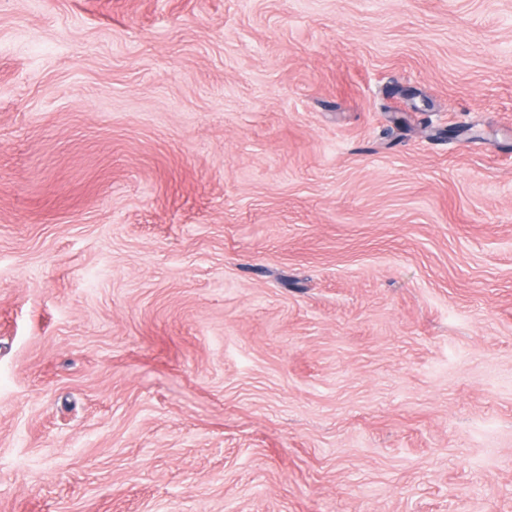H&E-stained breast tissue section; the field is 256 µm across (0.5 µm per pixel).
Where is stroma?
Returning <instances> with one entry per match:
<instances>
[{
	"label": "stroma",
	"mask_w": 512,
	"mask_h": 512,
	"mask_svg": "<svg viewBox=\"0 0 512 512\" xmlns=\"http://www.w3.org/2000/svg\"><path fill=\"white\" fill-rule=\"evenodd\" d=\"M0 512H512V0H0Z\"/></svg>",
	"instance_id": "35a3bbf8"
}]
</instances>
